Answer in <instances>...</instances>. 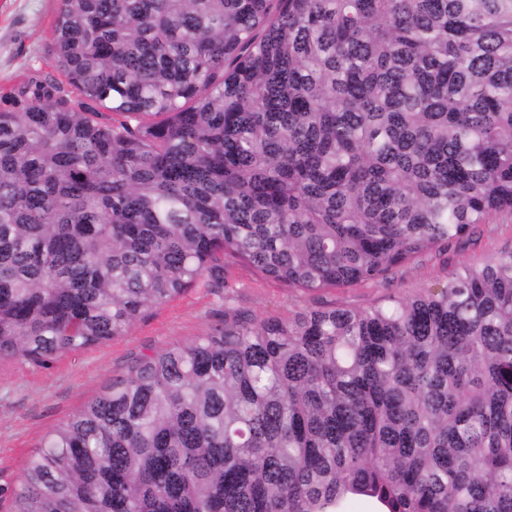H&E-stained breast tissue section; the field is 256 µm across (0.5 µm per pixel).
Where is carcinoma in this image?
I'll list each match as a JSON object with an SVG mask.
<instances>
[{
	"label": "carcinoma",
	"mask_w": 512,
	"mask_h": 512,
	"mask_svg": "<svg viewBox=\"0 0 512 512\" xmlns=\"http://www.w3.org/2000/svg\"><path fill=\"white\" fill-rule=\"evenodd\" d=\"M0 108V361L121 336L230 253L306 291L512 216V0H61ZM512 512V249L139 356L7 512Z\"/></svg>",
	"instance_id": "cac0c4a2"
}]
</instances>
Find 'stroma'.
I'll return each mask as SVG.
<instances>
[{
	"instance_id": "stroma-1",
	"label": "stroma",
	"mask_w": 512,
	"mask_h": 512,
	"mask_svg": "<svg viewBox=\"0 0 512 512\" xmlns=\"http://www.w3.org/2000/svg\"><path fill=\"white\" fill-rule=\"evenodd\" d=\"M60 0H0V97L33 70L47 67ZM512 247V221L476 226L471 236L419 255L377 282L305 292L267 280L231 254L221 255V279L203 277L177 298L148 310L111 342L40 367L0 362V488L18 481L43 436L126 375L140 354L185 342L223 326L227 314L286 319L312 309H365L447 279L464 263H478Z\"/></svg>"
}]
</instances>
